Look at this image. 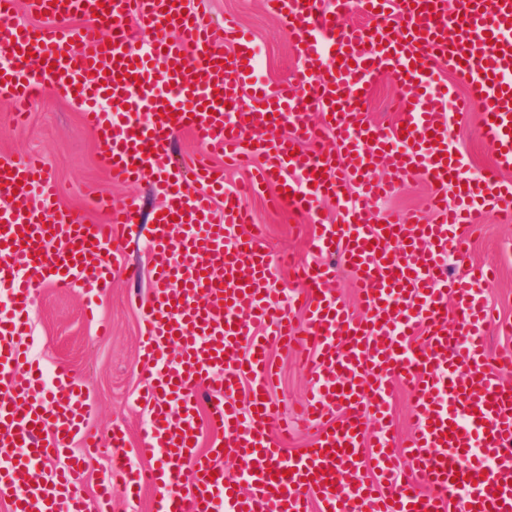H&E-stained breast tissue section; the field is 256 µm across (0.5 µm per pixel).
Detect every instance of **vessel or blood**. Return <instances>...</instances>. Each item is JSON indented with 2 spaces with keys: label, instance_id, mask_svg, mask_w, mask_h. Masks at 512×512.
<instances>
[{
  "label": "vessel or blood",
  "instance_id": "b4317fda",
  "mask_svg": "<svg viewBox=\"0 0 512 512\" xmlns=\"http://www.w3.org/2000/svg\"><path fill=\"white\" fill-rule=\"evenodd\" d=\"M47 7L53 23L37 29L15 20V0H0V96L24 109L52 84L99 135L113 180H149L165 196L147 240L150 296L139 305L144 440L164 463L131 473L128 492L156 490L167 512H213L218 500L227 512H451L458 497L463 512H512V388L502 382L512 353L493 357L485 346L495 268L455 279L445 269L468 256L466 232L485 209L512 214V181L501 176L512 168V0H277L298 68L272 88L254 79L252 40L234 21L213 22L205 0H32L34 11ZM356 7L371 26L345 25ZM77 16L85 24L71 28ZM443 69L466 97L452 98ZM383 74L412 90L402 126L369 122L362 110ZM474 103L495 156L478 172L449 129L451 110ZM182 131L201 147L189 162L172 158ZM323 136L334 150L302 149ZM252 155L265 164L247 189L275 186L278 201L310 216L316 252L354 270L362 316L328 288L326 263L301 266L300 312L271 296L284 260L248 228L240 192L225 191L210 163ZM379 167L388 180L373 179ZM410 180L432 185L436 221L367 217L375 198ZM190 181L197 191H186ZM57 195L43 164L0 158V501L10 512H87L83 458L61 470L53 460L76 437L96 447L84 430L94 401L66 366L49 388L30 367V304L48 285L109 288L111 257L139 221L129 203L85 224ZM326 199L339 223H324ZM274 344L313 351L302 420L315 435L296 456L271 427ZM395 378L417 417L401 456L386 430ZM201 411L224 448L200 450ZM370 418L379 427L369 436ZM226 448L243 485L219 472Z\"/></svg>",
  "mask_w": 512,
  "mask_h": 512
}]
</instances>
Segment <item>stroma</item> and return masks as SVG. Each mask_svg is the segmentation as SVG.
Returning <instances> with one entry per match:
<instances>
[{"label":"stroma","instance_id":"35a3bbf8","mask_svg":"<svg viewBox=\"0 0 512 512\" xmlns=\"http://www.w3.org/2000/svg\"><path fill=\"white\" fill-rule=\"evenodd\" d=\"M212 19L235 18L252 38L261 61L257 75L269 84L290 80L297 68L293 41L279 20L269 15L263 0H208ZM409 88L381 77L373 86L364 110L373 121L392 125L400 120L401 104ZM13 109L0 98V156L19 161L27 155L40 156L55 179L60 204L85 223L103 221L93 201L105 195L113 204L136 203L141 211V228H148L153 214L164 206L163 195L150 181L116 184L98 163L99 140L79 112L53 87L43 93L28 109L24 124L13 121ZM479 110L454 114L451 131L455 145L472 169L482 170L494 163V156L483 143L478 125ZM426 183L412 182L392 197L378 201L371 208L376 218L387 215L423 213ZM242 203L254 223L264 225L266 244L273 255L288 256L292 261L312 263L318 256L311 251L306 236L295 228L309 224L307 215L271 200L270 188L243 194ZM472 265L497 263L500 271L487 298L499 318L512 322V219L494 213L485 214L470 248ZM150 287L145 238L140 235L129 243L112 275V290L99 296L82 288L60 291L46 286L36 293L30 308L33 344L31 354L42 368L63 364L91 394L95 411L87 421L88 430L100 442H108L115 428H122L129 440L125 449L131 467L142 460L137 448L143 447V432L148 414L138 397L146 387L140 373V310L132 297H147ZM274 376L271 398L275 421L287 424L285 448L299 454L309 447L314 431L298 426L295 411L310 393L309 376L300 355L272 348ZM72 454L85 460L83 494L89 512L98 506V492L104 477L112 479V512H155V493L145 489L136 496L124 491L125 475L110 471L108 454L86 455L81 445H73Z\"/></svg>","mask_w":512,"mask_h":512}]
</instances>
